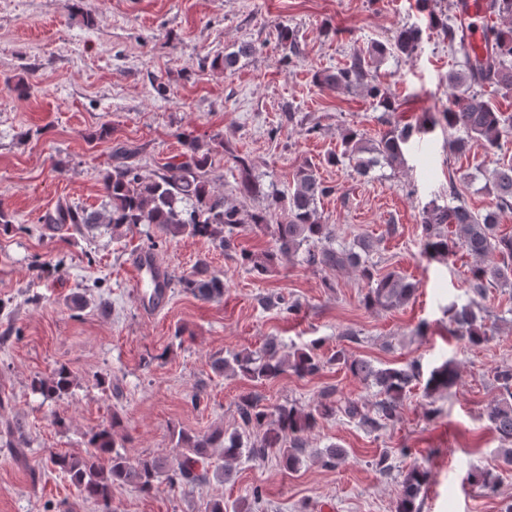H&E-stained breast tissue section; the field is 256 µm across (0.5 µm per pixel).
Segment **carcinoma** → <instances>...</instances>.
I'll list each match as a JSON object with an SVG mask.
<instances>
[{
  "instance_id": "1",
  "label": "carcinoma",
  "mask_w": 512,
  "mask_h": 512,
  "mask_svg": "<svg viewBox=\"0 0 512 512\" xmlns=\"http://www.w3.org/2000/svg\"><path fill=\"white\" fill-rule=\"evenodd\" d=\"M466 2L456 0L454 13L448 19L431 16L432 25L440 29L453 53L463 60L461 69L448 72V103L440 111L441 122L450 131L448 147L457 155L464 154L473 139L484 141L490 148L499 147L503 130L512 126V115L501 112L482 93L486 85L512 90V26L492 27L483 48L476 51L468 40L463 18ZM277 38L286 59L300 55L292 28L280 27ZM420 40L418 27H404L393 42H376L367 50L354 53L344 66L315 74V82L336 88H361L377 100L378 107L389 117L397 111L398 104L389 89L375 83L372 67L387 55L412 54ZM251 51V45L244 44L236 52L214 58L211 66L228 71L238 56ZM423 131L422 123L401 126L390 122L379 139L367 142L358 130L349 128L342 135L341 154L328 157L327 163L338 165L348 161L359 175L380 159L390 166L400 164L407 145ZM460 131L465 136H458ZM211 141L224 149L239 171L234 198L215 191L211 184L209 172L214 148L185 134L184 151L152 172L143 171L133 162L134 150L124 146L115 148L112 167L102 178L105 203L101 209L89 210L73 204L60 206L46 214L43 223L58 229L69 224L76 230L107 224L112 226V235L118 237L138 225L148 224L161 239L184 236L206 239L228 257L237 259L257 278L273 273L284 258H297L309 268L352 269L367 284L363 303L369 309H392L414 295L417 284L405 275L397 271L378 273L376 265L370 262L375 250L372 241L360 239L354 248L334 245L333 229L319 212L318 203L333 194L335 187L321 181L312 165L300 167L288 189L280 190L255 177L249 160L236 154L221 135H215ZM490 193L495 197L497 209L512 208V162H499L492 169ZM258 198L267 201L266 207L246 208L245 201ZM424 224L426 254L446 258L460 248L475 258L466 278L472 296L465 305H451L448 314L453 332L469 345L479 346L489 340L483 306L486 282L493 279L505 286L512 284V236L498 233L496 212L475 213L461 202L432 207L426 211ZM447 224L455 227L454 232L448 234L441 230ZM246 231L270 237L271 245L260 252L238 249L236 237ZM494 256L501 257V262L488 263ZM177 283L200 300L224 296V279L209 272L204 261L198 262L194 271L180 277ZM326 362L336 363L352 376L378 387L379 399L369 405L326 386L306 408L284 404L270 411L252 395L242 394L236 404L239 421L233 430L217 428L201 435L182 429L177 432L176 455L134 461L117 449L115 436L122 420L114 414L109 425L89 433L90 451L83 455L53 453L49 460L85 498L99 506V512H110L112 490L117 486H131L146 493L161 478L172 486H204L210 482L211 473L222 481L229 479L232 463L243 456L255 461L273 458L283 468L293 470L302 463L307 435L320 421L341 414L370 432L383 430L398 419L404 398L411 386L420 381L424 382V392L429 398L427 415L434 417L439 413L435 396L457 380L455 367L448 362L430 371L425 378L415 362L398 368H377L369 360L348 355L343 348L325 360L314 343L285 355L273 339L258 352L244 350L218 358L214 367L231 376L263 383L289 371L299 378L314 376ZM496 379L501 395L488 407L487 419L499 439L509 444L503 449L502 462L512 465V365L498 369ZM73 384L71 371L61 365L50 377L35 379L32 387L42 396L54 399L67 393ZM5 431L13 437L12 447H25L22 422L6 423ZM216 452L222 464L214 467L212 458ZM345 456L343 448L331 444L319 460L322 467L334 469ZM469 479L485 489L494 488L496 483L491 466L473 468ZM428 481V470L420 466L407 470L401 481L397 512H419L416 501Z\"/></svg>"
}]
</instances>
